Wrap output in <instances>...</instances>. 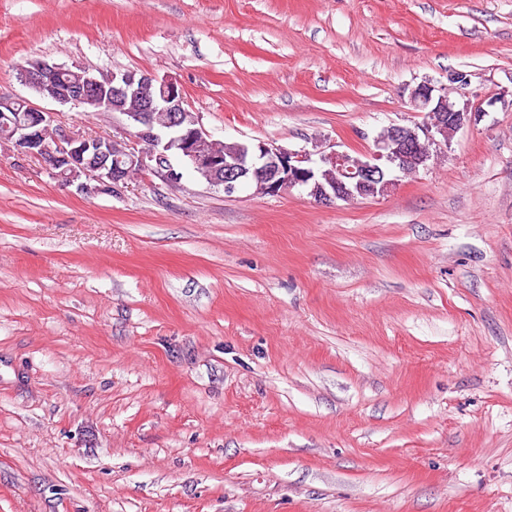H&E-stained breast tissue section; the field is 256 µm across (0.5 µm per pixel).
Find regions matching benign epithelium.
<instances>
[{
    "label": "benign epithelium",
    "instance_id": "obj_1",
    "mask_svg": "<svg viewBox=\"0 0 512 512\" xmlns=\"http://www.w3.org/2000/svg\"><path fill=\"white\" fill-rule=\"evenodd\" d=\"M67 67L44 61L19 68L18 78L43 98L92 112H119L134 129V142L74 133L54 123V113L29 105L24 118L13 117L20 99L0 97V121L23 157L45 161L64 184L85 193L112 192L137 172L148 170L168 184L182 173L178 159L212 186L232 194L253 186L261 194L293 187L310 189L318 202L374 198L396 185L393 172L415 174L428 166L431 149L448 145L456 133L485 112L482 104L449 96L447 89L423 81L409 89L408 105L425 113L414 126L393 124L383 129L366 152L333 150L316 162L311 153L290 151L260 141L241 143L230 153L216 151L199 115L184 107L183 88L176 81L149 72L123 71L97 76L87 70L72 83L59 86ZM94 181L90 185L81 177Z\"/></svg>",
    "mask_w": 512,
    "mask_h": 512
}]
</instances>
